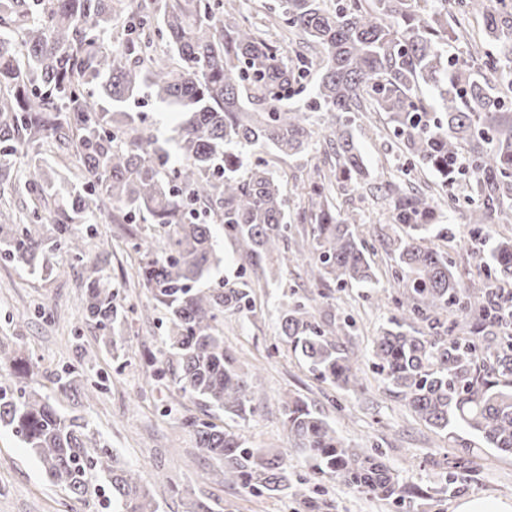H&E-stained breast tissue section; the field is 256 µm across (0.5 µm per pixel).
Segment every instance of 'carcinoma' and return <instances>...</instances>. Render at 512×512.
Here are the masks:
<instances>
[{
  "mask_svg": "<svg viewBox=\"0 0 512 512\" xmlns=\"http://www.w3.org/2000/svg\"><path fill=\"white\" fill-rule=\"evenodd\" d=\"M154 2L140 0L130 13L126 0H0V260L48 275L57 253L85 263L105 217L142 216L154 247L132 244L137 284L168 323L152 376L169 374L201 406L244 420L254 412L257 375L224 349V312L250 307L252 283L211 287L222 262L212 226L258 281L306 259L322 286L367 287L376 276L358 220L330 201L366 187L403 231L381 236L394 261L396 314L374 337L368 361L454 452L431 495L405 484L380 449L347 444L290 394L288 435L313 478L400 503L471 481L472 452L460 431L512 456V296L466 286L455 258L429 245L430 235L452 232L436 224L446 195L448 207L470 210L468 256L478 273L512 284V239L488 255L480 247L489 225L512 224V0H280L274 25L296 39L292 56L236 0ZM121 17L127 38L114 46L112 22ZM471 17L496 54L469 45ZM460 43L465 55L448 54ZM312 67V94L290 101ZM144 89L181 114L165 142L127 111ZM310 112L322 117V131ZM369 112L388 118L405 174L430 172L436 187L372 180L353 133ZM265 146L277 156L320 150L333 160L329 173L295 187L306 201L297 220L310 225L300 242L290 234L281 177L252 158ZM45 154L76 158L78 182L55 186L36 169L20 182L22 162ZM22 187L37 204L12 217V194ZM85 273L84 319L110 332L129 309L99 265ZM279 326L316 379L347 391L361 385V357L341 341L350 324L327 329L297 301L281 310ZM38 374L20 351L0 348V427L31 449L52 485L80 497L105 485L112 512H159L140 471L34 386ZM82 374L81 365L55 374V391L90 401L94 390L76 387ZM182 425L224 463V482L259 496L288 489L283 454L252 448L244 434L214 423L189 417Z\"/></svg>",
  "mask_w": 512,
  "mask_h": 512,
  "instance_id": "cac0c4a2",
  "label": "carcinoma"
}]
</instances>
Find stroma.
Returning <instances> with one entry per match:
<instances>
[{"label": "stroma", "mask_w": 512, "mask_h": 512, "mask_svg": "<svg viewBox=\"0 0 512 512\" xmlns=\"http://www.w3.org/2000/svg\"><path fill=\"white\" fill-rule=\"evenodd\" d=\"M355 136L373 176L381 181L402 180L405 160L385 116L357 121ZM342 209L357 211L362 222L376 226L380 233L395 232L387 206L364 190L344 196ZM442 221L452 225L455 235L434 238L433 243L459 260L468 248L464 226L469 213L463 207L446 209ZM149 239L143 220L103 223L88 249V260H101L113 284L135 307L134 313L115 327L117 344L113 347L103 344L100 331L83 317L85 273L80 263L60 255L52 273L40 276L22 273L0 261V345L29 354L43 375L78 364L83 350L93 351L95 361L85 368L83 383L91 384L102 375L108 376L109 382L79 413L91 431L141 471L160 512H187L190 503L198 499L207 502L212 512H303L300 502L312 491L328 502L327 512H407L404 505L373 499L340 480L313 479L306 458L294 450L284 424L282 402L288 393L315 405L346 442L379 447L385 462L410 485L429 491L438 486L442 461L449 451L445 435L414 419L373 371H366L362 389L353 393L318 382L278 336L281 308L300 301L313 307L320 324L354 319L357 331L344 342L358 353H366L380 326L395 313L384 294L392 280V261L383 248L369 251L376 287L323 291L309 280L305 264L292 263L278 280L254 290L250 309L225 312V349L240 359L246 370L260 372L253 414L234 422L183 396L171 378L152 380L145 374L147 358L160 355L164 347L165 332L151 294L129 285L128 276L136 262L132 243ZM457 274L469 287L479 288L484 283L474 267L460 260ZM185 416L232 426L246 435L252 446L284 452L290 489L257 497L225 484L219 462L198 448L194 435L182 428ZM470 444L478 472L471 485L438 502V512H454L459 499L470 496L512 500V457L498 454L475 437ZM99 509L97 498L82 499L50 484L31 451L10 431H0V512Z\"/></svg>", "instance_id": "obj_1"}]
</instances>
